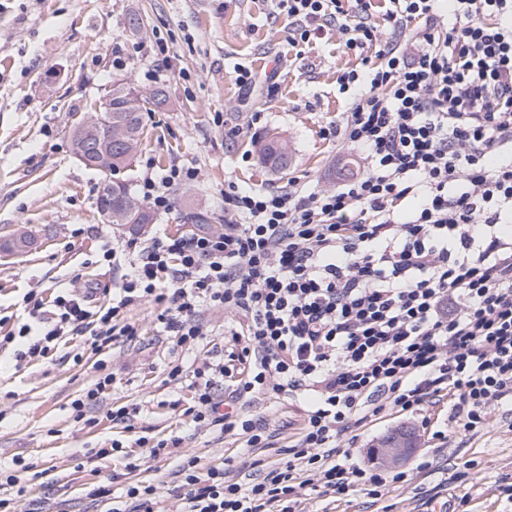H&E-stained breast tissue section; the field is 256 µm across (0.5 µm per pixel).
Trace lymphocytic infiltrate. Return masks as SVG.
Masks as SVG:
<instances>
[{
	"label": "lymphocytic infiltrate",
	"mask_w": 512,
	"mask_h": 512,
	"mask_svg": "<svg viewBox=\"0 0 512 512\" xmlns=\"http://www.w3.org/2000/svg\"><path fill=\"white\" fill-rule=\"evenodd\" d=\"M290 20L292 44L335 31L359 68L337 82L345 118L330 137L361 152L365 173L332 192L224 191V229L161 234L140 248L112 304L75 291L52 302L23 297L39 327L23 324L17 360L48 358L64 336L89 334L95 353L135 338L123 310L153 301L176 346L204 334L202 308L240 315L223 361L196 371L199 427L243 436L256 476L231 479L199 457L180 464L183 512H302L305 494L340 502L382 498L408 472L358 467L342 442L386 411L418 413L447 399L463 435L490 409L512 413V0H271ZM196 168L147 166L139 191L154 211ZM245 376L231 395L316 399L295 445L275 466L260 426L224 410L217 383L232 363Z\"/></svg>",
	"instance_id": "f902f5d3"
}]
</instances>
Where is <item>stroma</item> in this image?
Returning a JSON list of instances; mask_svg holds the SVG:
<instances>
[{"mask_svg":"<svg viewBox=\"0 0 512 512\" xmlns=\"http://www.w3.org/2000/svg\"><path fill=\"white\" fill-rule=\"evenodd\" d=\"M142 22L139 39L125 31L129 14ZM288 20L270 0H0V241L25 231V251L0 249V469L29 463L22 482L25 512H102L89 491L111 484L114 500L124 498L131 481L157 488L155 512H180L176 459L155 457L149 443L181 437L180 451L208 465L241 454V436L198 427L183 414L194 395L196 369L218 360L225 327L238 318L224 310H202L206 332L184 351L164 336L156 320L161 307H127L124 321L138 334L116 337L95 355L84 337L60 341L52 356L25 364L15 361V344L1 338L26 321L22 298L28 291L50 298L69 289H89L97 303L112 300L113 285L155 232L198 231L194 215L210 231L224 228V190L241 187L333 190L343 182V165L363 173L362 156L337 143L326 131L343 118L348 97L337 77L355 68L354 52L340 46L335 33L309 44L288 42ZM247 62L270 82L245 90L233 77ZM125 78L149 92L163 87L164 105L144 114L145 134L131 177L141 182L145 160L162 169L182 163L198 169L196 181L173 189L174 205L134 229L102 223L96 210L100 176L79 163L68 132L86 109L104 101L113 78ZM259 123H252L253 113ZM275 135L286 141L292 164L274 172L259 161L255 145ZM114 247V263L102 257ZM183 377L171 382L170 366ZM113 375L111 389L92 406L95 423L75 422L72 401L101 372ZM308 405L304 398L256 396L240 402L242 414L270 434L262 457L279 462V449L294 444ZM125 406L127 422L111 419ZM414 427L420 449L434 465L409 486H396L384 500L357 492L329 506L311 497L306 512H433L471 494V512H512L498 487L512 483V422L492 411L487 427L472 436H451L448 404L424 415L386 412L356 427L355 463L372 467L371 448L390 430ZM148 442L135 446L138 437ZM130 447L139 464L125 475L118 457L91 459L92 449L112 441ZM473 468H464V461Z\"/></svg>","mask_w":512,"mask_h":512,"instance_id":"35a3bbf8","label":"stroma"}]
</instances>
